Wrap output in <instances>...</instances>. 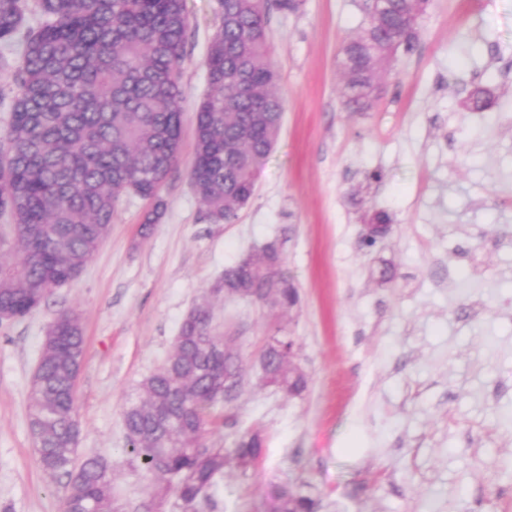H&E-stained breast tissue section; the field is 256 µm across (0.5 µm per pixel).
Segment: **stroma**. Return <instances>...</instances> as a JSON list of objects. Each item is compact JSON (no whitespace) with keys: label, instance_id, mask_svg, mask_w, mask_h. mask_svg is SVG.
<instances>
[{"label":"stroma","instance_id":"1","mask_svg":"<svg viewBox=\"0 0 512 512\" xmlns=\"http://www.w3.org/2000/svg\"><path fill=\"white\" fill-rule=\"evenodd\" d=\"M361 3L270 13L281 133L235 223L212 224L188 169L220 16L216 0H186L182 153L159 223L142 233L148 203L126 197L81 275L0 325V512H63L66 481L43 470L28 416L46 330L64 311L86 344L77 459L108 461L117 512L150 501L182 512L128 454L123 409L205 301L244 361L202 441L227 449L251 427L266 438L256 466L216 476L213 512H268L285 482L320 512H512V0H431L379 100L351 112L336 58L363 25ZM477 87L491 109L463 108ZM377 210L390 231L370 248ZM274 239L296 306L213 295L226 267ZM283 334L308 378L298 396L263 379L259 355Z\"/></svg>","mask_w":512,"mask_h":512}]
</instances>
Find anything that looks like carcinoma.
<instances>
[{"label": "carcinoma", "instance_id": "1", "mask_svg": "<svg viewBox=\"0 0 512 512\" xmlns=\"http://www.w3.org/2000/svg\"><path fill=\"white\" fill-rule=\"evenodd\" d=\"M303 0H218L221 23L207 58L188 176L212 224H232L252 198L257 166L272 151L285 105L266 34L270 10L299 11ZM430 0H365V27L338 60L339 93L351 112H367L396 54L417 41ZM189 18L185 0H0V71L12 97L0 140V215L25 230L0 229V310L19 319L86 265L135 189L152 202L148 234L182 152L179 63ZM278 241L224 269L215 292L269 300L287 311L298 293L284 274ZM271 350L264 380L292 396L307 388L303 370ZM85 358L78 319L56 318L30 385L29 428L45 471L68 479L63 512H114L112 468L90 457L75 465L80 436L75 374ZM243 357L214 333L207 305L182 322L163 368L127 402L129 452L158 484L176 491L183 512L201 500L228 458L242 467L262 457L265 439L246 430L230 452L202 444L207 410L224 394ZM286 483L273 512H318Z\"/></svg>", "mask_w": 512, "mask_h": 512}]
</instances>
